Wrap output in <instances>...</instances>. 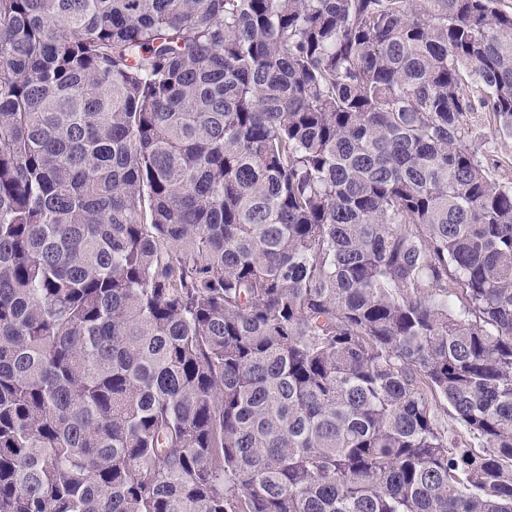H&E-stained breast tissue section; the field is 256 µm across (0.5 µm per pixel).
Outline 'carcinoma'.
I'll return each instance as SVG.
<instances>
[{
    "instance_id": "obj_1",
    "label": "carcinoma",
    "mask_w": 512,
    "mask_h": 512,
    "mask_svg": "<svg viewBox=\"0 0 512 512\" xmlns=\"http://www.w3.org/2000/svg\"><path fill=\"white\" fill-rule=\"evenodd\" d=\"M503 0H0V512H512ZM471 138L481 150V160L489 166L496 160L512 156V141L500 139L485 126L480 116L473 119Z\"/></svg>"
}]
</instances>
